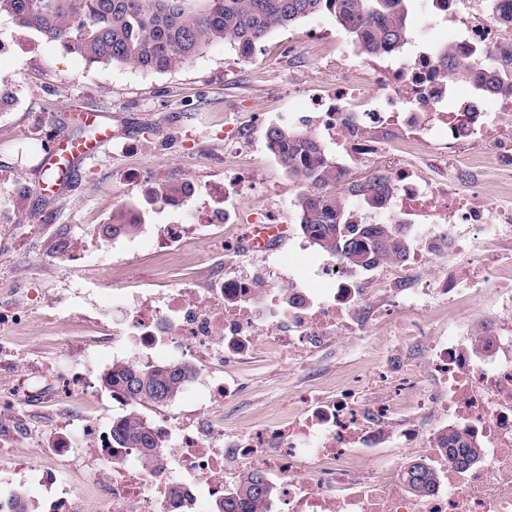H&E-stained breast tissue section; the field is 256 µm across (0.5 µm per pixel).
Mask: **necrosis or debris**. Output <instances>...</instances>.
<instances>
[{
  "label": "necrosis or debris",
  "mask_w": 512,
  "mask_h": 512,
  "mask_svg": "<svg viewBox=\"0 0 512 512\" xmlns=\"http://www.w3.org/2000/svg\"><path fill=\"white\" fill-rule=\"evenodd\" d=\"M504 0H430L448 21L449 53L464 61H499L512 48V25L502 23ZM433 47L370 60V83L339 68L332 93L312 100L320 109L315 133L336 148L340 166L385 170L392 195L372 208L352 205L356 224L405 223L416 247L408 259L363 273L338 260L321 263L318 287L285 274L278 262L251 273L225 269L206 288L124 296V333L147 355L173 345L187 349L197 370L183 388L205 386L202 415L155 421L165 465L153 469L126 448L109 445L96 419L59 433L49 451L98 481L97 498L65 490L51 512H214L242 469L261 470L276 498L269 512H512V203L485 197L479 184L462 189L449 153L476 148V172L512 178V91L498 92L487 111L465 112ZM393 133L404 143L437 145L439 172L427 175L389 158ZM446 257L436 279L419 269ZM489 294L493 306L480 318H462L436 331L426 311L459 308ZM391 321L402 344L384 359L378 399L365 404L354 389L327 400L315 390L299 398L302 414L248 432L228 430L220 412L239 388L224 373L265 342L295 363L337 338L367 335L376 319ZM424 352L435 386L417 387L402 404L394 385L411 371L406 347ZM436 413L440 426L424 430L415 413ZM468 432L480 459L459 470L443 438ZM411 449L396 462L393 446ZM312 462L301 471L303 462ZM435 471L426 493L407 483L411 465Z\"/></svg>",
  "instance_id": "obj_1"
}]
</instances>
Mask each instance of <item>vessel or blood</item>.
<instances>
[{"instance_id": "1", "label": "vessel or blood", "mask_w": 512, "mask_h": 512, "mask_svg": "<svg viewBox=\"0 0 512 512\" xmlns=\"http://www.w3.org/2000/svg\"><path fill=\"white\" fill-rule=\"evenodd\" d=\"M81 118L98 128L99 136L96 140L79 139L70 133L59 131L51 136L43 149L42 166L56 172L55 183L60 187L72 178L78 165L93 159L116 137L103 113L85 111Z\"/></svg>"}]
</instances>
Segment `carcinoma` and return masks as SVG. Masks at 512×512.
Instances as JSON below:
<instances>
[{"instance_id":"obj_1","label":"carcinoma","mask_w":512,"mask_h":512,"mask_svg":"<svg viewBox=\"0 0 512 512\" xmlns=\"http://www.w3.org/2000/svg\"><path fill=\"white\" fill-rule=\"evenodd\" d=\"M410 0H0V14L21 27L35 30L88 66L129 65L144 71L176 68L205 47L224 43L246 55L276 30L327 12L359 46L375 57L402 48L409 37ZM439 63L448 76L470 81L479 78V94L487 96L512 76L504 63L497 70L475 72L478 62L459 65L444 53ZM268 151L302 185L296 196L299 227L317 250L363 270L388 261H404L409 242L401 224H352L342 199L369 206L394 190L391 177L374 168L345 171L330 158L318 136L288 123H273L265 131ZM194 185L169 179L147 186L149 205L168 206L190 197ZM141 214L120 208L100 228L104 238L133 235ZM192 367L182 363L141 365L122 362L102 379L104 388L129 405H163L180 392V382ZM136 411L112 422L114 448H133L157 466L162 464L158 443L147 422L137 423ZM448 452L466 468L477 455L458 433L448 435ZM412 490L423 492L432 474L423 465L409 469ZM272 485L257 470L245 472L215 512H261L271 499Z\"/></svg>"}]
</instances>
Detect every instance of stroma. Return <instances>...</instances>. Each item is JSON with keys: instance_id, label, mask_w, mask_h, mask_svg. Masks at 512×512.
Instances as JSON below:
<instances>
[{"instance_id": "stroma-1", "label": "stroma", "mask_w": 512, "mask_h": 512, "mask_svg": "<svg viewBox=\"0 0 512 512\" xmlns=\"http://www.w3.org/2000/svg\"><path fill=\"white\" fill-rule=\"evenodd\" d=\"M24 39L29 51L0 55V80L13 98L0 110V302L27 307L29 322L0 329V344L49 369H64L71 391L63 401L47 395L16 399L17 435L8 457L32 469L50 463L46 441L66 418L94 416L104 427L126 414L101 378L113 360L138 361L142 352L122 334L112 297L140 289L165 291L203 279L205 268H253L261 252L227 256L215 245L221 225L200 228L169 267L153 247L167 224L195 223L203 208H223L210 193L225 173L248 176L253 188L233 207L243 216L276 208L285 225L273 256L289 258L300 279L324 261L314 248L299 249L304 236L293 202L300 190L268 151L264 133L272 122H293L311 97L336 85L339 46L352 40L327 13L271 32L246 56L224 44L204 49L166 72L131 66L90 70L78 57L47 42L36 31L0 15V42ZM108 114L121 131L108 152L79 167L59 192L41 195L38 182L50 180L42 149L58 130L87 137L71 112ZM170 178L192 182L184 209L145 205L148 184ZM142 206L144 218L131 237H100L98 228L117 208ZM109 325L108 337L87 328L85 317ZM86 356L73 360L71 345ZM391 340L383 326L313 353L301 366L288 356L253 351L229 367L241 391L224 403L225 423L245 431L283 423L300 414L297 398L312 377L325 376L321 393L334 397L348 383L369 395L375 370Z\"/></svg>"}]
</instances>
